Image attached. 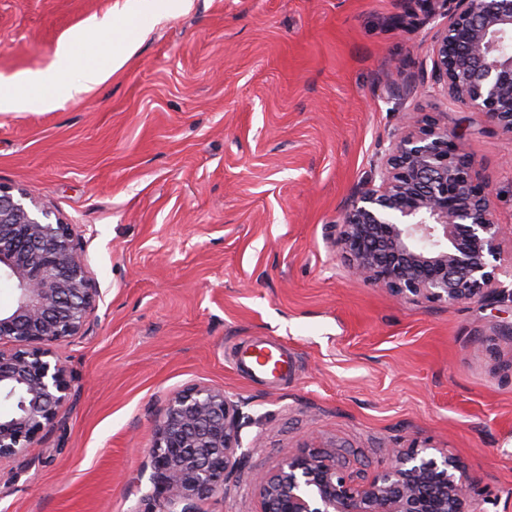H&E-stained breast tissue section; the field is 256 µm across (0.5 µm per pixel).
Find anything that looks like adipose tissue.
Here are the masks:
<instances>
[{
    "label": "adipose tissue",
    "instance_id": "obj_1",
    "mask_svg": "<svg viewBox=\"0 0 512 512\" xmlns=\"http://www.w3.org/2000/svg\"><path fill=\"white\" fill-rule=\"evenodd\" d=\"M116 29L113 16L91 18L82 30L70 40L58 45L50 67L42 72L24 73L13 81L0 83V111L20 110L29 101V93L41 90L42 106H53L60 95L80 94L92 90L120 69L131 57L135 43L124 41L121 49L113 52L107 65L80 64L76 47L82 43L98 42Z\"/></svg>",
    "mask_w": 512,
    "mask_h": 512
}]
</instances>
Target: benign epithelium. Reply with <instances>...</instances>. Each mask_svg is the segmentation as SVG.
<instances>
[{"label":"benign epithelium","mask_w":512,"mask_h":512,"mask_svg":"<svg viewBox=\"0 0 512 512\" xmlns=\"http://www.w3.org/2000/svg\"><path fill=\"white\" fill-rule=\"evenodd\" d=\"M448 21L432 49L446 96L512 134V0H426ZM455 131L407 117L378 179L357 189L336 225V249L356 276L401 302L487 301L497 293L499 237L488 184ZM24 192L0 186V274L14 302L0 309V458L25 454L69 409L72 378L51 346L83 334L99 288L72 225ZM241 404L208 385L173 394L148 452L150 512H199L247 456ZM258 512H472L474 486L458 460L417 440L386 450L379 469L355 477L333 448L303 447L253 479Z\"/></svg>","instance_id":"obj_1"}]
</instances>
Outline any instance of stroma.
<instances>
[{"label":"stroma","instance_id":"obj_1","mask_svg":"<svg viewBox=\"0 0 512 512\" xmlns=\"http://www.w3.org/2000/svg\"><path fill=\"white\" fill-rule=\"evenodd\" d=\"M124 0H0V82ZM421 0H191L130 17L137 49L94 90L0 112V185L73 226L100 288L84 335L54 347L70 410L0 459V512H147L158 413L189 385L242 401L248 451L200 512H257L255 474L303 445L350 473L420 440L512 512V135L446 97ZM454 129L504 234L499 293L400 302L354 276L336 226L404 114ZM282 343L265 383L231 351Z\"/></svg>","mask_w":512,"mask_h":512}]
</instances>
